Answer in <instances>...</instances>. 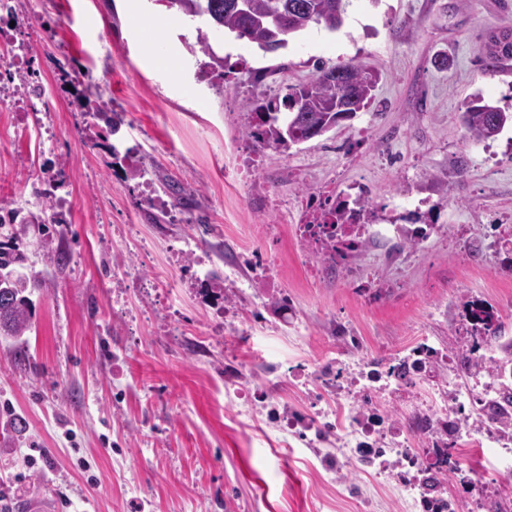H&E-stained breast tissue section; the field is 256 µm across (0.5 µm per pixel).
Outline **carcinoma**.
<instances>
[{
  "label": "carcinoma",
  "mask_w": 512,
  "mask_h": 512,
  "mask_svg": "<svg viewBox=\"0 0 512 512\" xmlns=\"http://www.w3.org/2000/svg\"><path fill=\"white\" fill-rule=\"evenodd\" d=\"M182 15L196 25L197 45L208 58L203 67L224 71V57L218 55L211 43L210 33L229 31L237 39H245L264 52H276L286 46L288 37L312 25L329 31L338 30L343 22L344 0H248L246 12L224 10V0H167ZM512 58V27L504 26L493 34L482 59L486 70L494 72L500 63ZM339 71L350 73L356 85L354 100L343 101L342 88L336 82ZM372 73L351 64H339L319 71L307 87L297 91L296 111L283 107L284 99L255 97L245 104L244 134L255 139L257 149L285 152L290 145L320 137L336 124L342 113L352 115L373 99ZM93 118L105 121L114 133L123 125V115L105 107L98 84L91 76L87 85L76 94ZM506 115L499 107L479 98L466 107L461 115L465 137L469 141H487L500 134ZM46 219L33 213L9 209L0 215V230L16 224H44ZM25 255L16 247L0 245V336L18 338L31 328L28 290L39 287L36 281L16 278L14 273L23 266ZM500 407L496 423L512 431V386L499 389Z\"/></svg>",
  "instance_id": "1"
}]
</instances>
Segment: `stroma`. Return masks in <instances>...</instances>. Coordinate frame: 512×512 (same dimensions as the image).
I'll return each mask as SVG.
<instances>
[{
	"label": "stroma",
	"instance_id": "1",
	"mask_svg": "<svg viewBox=\"0 0 512 512\" xmlns=\"http://www.w3.org/2000/svg\"><path fill=\"white\" fill-rule=\"evenodd\" d=\"M21 6L57 28L33 45L51 104L27 120L0 108V207L43 179L69 209L64 238L35 224L21 233L40 286L30 331L0 337V512L37 498L51 512H409L397 484L346 463L336 409L378 413L404 447L428 451L436 435L421 412L474 379L441 363L416 377L389 367L422 345L472 350L474 300L512 340V277L489 249L493 220L512 221V127L475 143L461 122L479 96L512 112V59L493 73L481 61L491 32L512 25V0H349L338 31L310 27L275 53L215 37L220 78L164 0ZM63 62L101 72L103 99L124 118V162L76 104ZM340 63L378 71L371 104L322 137L264 151L242 178L246 101ZM174 183L195 204L152 220L144 192L164 200ZM262 188L278 210L254 205ZM319 191L369 200L366 223L409 214L432 230L362 247L348 272L328 268L294 212ZM478 242L475 265L466 254ZM357 359L386 371L376 390L357 385ZM288 417L305 429L284 430ZM453 454L460 468L440 488L460 512L476 509L470 471L487 500L512 507L495 442Z\"/></svg>",
	"mask_w": 512,
	"mask_h": 512
}]
</instances>
